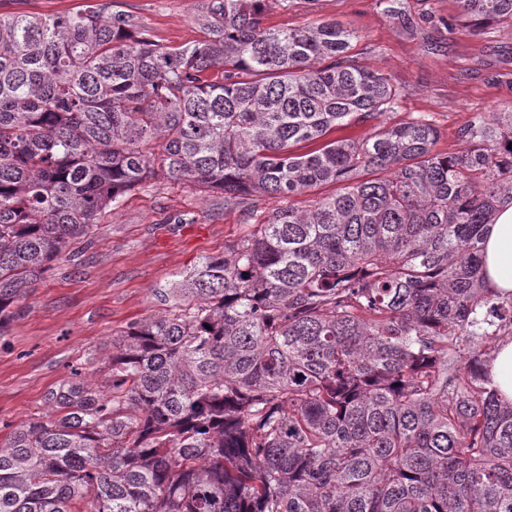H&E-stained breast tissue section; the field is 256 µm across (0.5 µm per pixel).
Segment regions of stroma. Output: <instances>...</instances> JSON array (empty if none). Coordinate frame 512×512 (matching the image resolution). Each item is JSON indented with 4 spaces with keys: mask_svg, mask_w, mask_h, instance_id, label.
<instances>
[{
    "mask_svg": "<svg viewBox=\"0 0 512 512\" xmlns=\"http://www.w3.org/2000/svg\"><path fill=\"white\" fill-rule=\"evenodd\" d=\"M400 3L407 30L384 14L379 0H268L264 23L298 28L340 20L359 34L361 64L391 76L400 91L396 109L376 123L340 129L338 137L362 139L374 124L402 123L423 112L440 131L437 152H457V131L474 113L512 103V25L476 32L457 20L454 0ZM123 8L163 42L198 37V0H123ZM250 205L247 222L239 209L225 207L222 193L159 177L107 210L76 257L33 285L0 339V440L10 426L44 413L47 392L71 368L89 383H102L113 342L131 323L160 311L158 289L204 257L222 254L280 202L257 196Z\"/></svg>",
    "mask_w": 512,
    "mask_h": 512,
    "instance_id": "obj_1",
    "label": "stroma"
}]
</instances>
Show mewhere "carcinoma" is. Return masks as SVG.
<instances>
[{
  "mask_svg": "<svg viewBox=\"0 0 512 512\" xmlns=\"http://www.w3.org/2000/svg\"><path fill=\"white\" fill-rule=\"evenodd\" d=\"M266 2L201 0L182 44L119 0L0 13V337L152 177L284 202L158 291L100 386L71 370L0 441V512H512V399L485 345L512 337V295L483 262L512 206V105L472 116L458 154L427 115L330 139L397 86L355 30L265 27ZM456 3L512 23V0Z\"/></svg>",
  "mask_w": 512,
  "mask_h": 512,
  "instance_id": "1",
  "label": "carcinoma"
}]
</instances>
